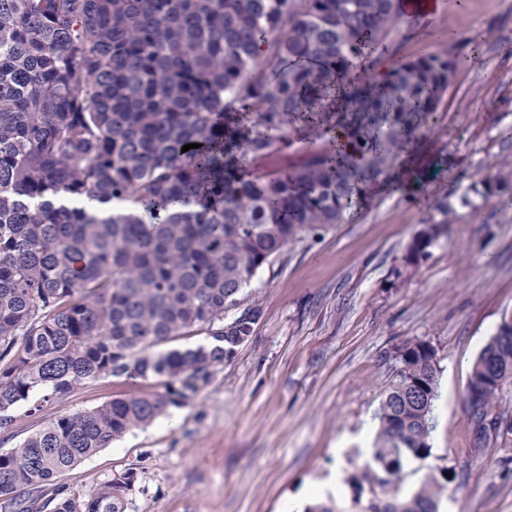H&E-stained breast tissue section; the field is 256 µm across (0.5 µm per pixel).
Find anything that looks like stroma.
<instances>
[{
  "instance_id": "stroma-1",
  "label": "stroma",
  "mask_w": 512,
  "mask_h": 512,
  "mask_svg": "<svg viewBox=\"0 0 512 512\" xmlns=\"http://www.w3.org/2000/svg\"><path fill=\"white\" fill-rule=\"evenodd\" d=\"M437 50L461 65L397 164L340 224L300 233L257 274L225 314L258 307L252 334L196 399L69 470L67 493L130 471L126 512H286L322 484L342 512H360L347 478L371 454L397 350L424 338L439 369L432 454L408 467L402 493L449 465L440 512H512V469L495 452L473 457L464 413L473 363L512 314V188L483 187L512 176V0H441L438 17L401 23L377 52L391 63ZM440 201L454 210L447 239L404 265ZM163 391L158 378L84 382L19 415L0 452L57 416Z\"/></svg>"
}]
</instances>
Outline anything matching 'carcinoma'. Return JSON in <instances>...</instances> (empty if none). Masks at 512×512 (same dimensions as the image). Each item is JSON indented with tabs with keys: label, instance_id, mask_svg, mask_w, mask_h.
<instances>
[{
	"label": "carcinoma",
	"instance_id": "cac0c4a2",
	"mask_svg": "<svg viewBox=\"0 0 512 512\" xmlns=\"http://www.w3.org/2000/svg\"><path fill=\"white\" fill-rule=\"evenodd\" d=\"M401 21L399 0H0V434L18 408L32 416L87 380H165L161 395L58 416L0 453L4 508L30 512L19 490L52 486L51 512H126L133 473L81 500L61 477L207 387L251 336V319L224 324L243 290L300 231L339 223L437 110L457 60L372 55ZM359 61L379 79L351 84ZM297 116L302 139L340 128L352 152L246 174V158L293 146ZM451 212L436 208L405 263L448 236ZM194 329L212 341L161 349ZM435 357L424 339L396 353L371 461L347 480L355 502L369 492L364 512H438L452 482L446 465L398 496L406 467L431 455ZM508 383L512 330L499 326L467 397L498 418ZM507 433L473 440V456Z\"/></svg>",
	"mask_w": 512,
	"mask_h": 512
}]
</instances>
